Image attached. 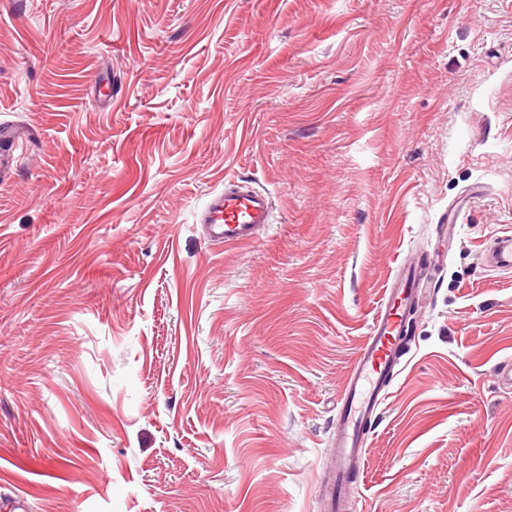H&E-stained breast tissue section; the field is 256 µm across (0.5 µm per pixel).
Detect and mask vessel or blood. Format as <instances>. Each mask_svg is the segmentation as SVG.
<instances>
[{
	"label": "vessel or blood",
	"mask_w": 512,
	"mask_h": 512,
	"mask_svg": "<svg viewBox=\"0 0 512 512\" xmlns=\"http://www.w3.org/2000/svg\"><path fill=\"white\" fill-rule=\"evenodd\" d=\"M273 203L264 191L236 180L224 182L200 214L212 240L227 244L250 242L270 223ZM489 269H512V234L499 236L486 255ZM426 275L425 266L405 262L389 278L380 305L348 373L340 398L339 420L332 448V483L328 508L341 512L350 474L358 473L363 441L388 399L389 386L401 370L403 344L411 329L412 302Z\"/></svg>",
	"instance_id": "vessel-or-blood-1"
}]
</instances>
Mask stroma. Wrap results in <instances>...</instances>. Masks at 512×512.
Listing matches in <instances>:
<instances>
[{"label":"stroma","mask_w":512,"mask_h":512,"mask_svg":"<svg viewBox=\"0 0 512 512\" xmlns=\"http://www.w3.org/2000/svg\"><path fill=\"white\" fill-rule=\"evenodd\" d=\"M0 502L325 512L386 282L406 365L343 512H512V0H0ZM264 189L242 245L199 212ZM464 210L451 238L448 210ZM273 203L265 191L243 186L236 180L224 182V190L214 192L200 214L213 241L225 245L250 242L256 231L270 224ZM487 267L492 270L512 269V234L499 236L493 247L487 251Z\"/></svg>","instance_id":"stroma-1"}]
</instances>
